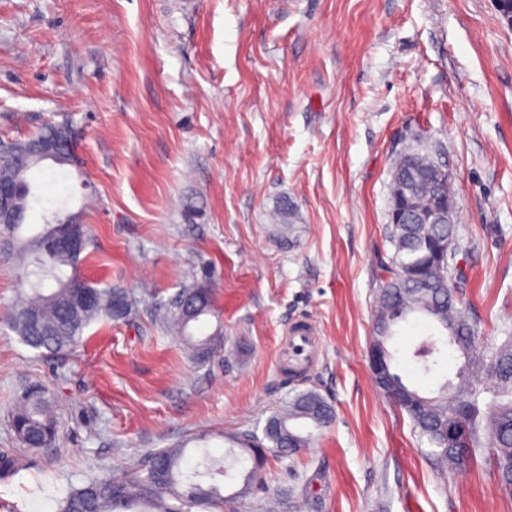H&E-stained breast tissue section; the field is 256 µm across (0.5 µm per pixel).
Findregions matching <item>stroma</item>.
Segmentation results:
<instances>
[{
  "mask_svg": "<svg viewBox=\"0 0 512 512\" xmlns=\"http://www.w3.org/2000/svg\"><path fill=\"white\" fill-rule=\"evenodd\" d=\"M79 132L77 160L47 161L23 228L76 216L91 237L80 270L137 301L96 321L73 352L23 345L6 325L18 284L0 262V453L23 469L0 482V512H57L87 478L127 474L162 448L186 465L223 457L226 434L261 431L288 394L336 410L302 452L269 460L265 492L232 494L243 466L202 477L224 512H285L282 490L322 471L324 512H512L484 460L439 472L369 363L393 163L429 152L452 175L468 275L460 308L485 350L512 336V27L495 0H0V138L47 121ZM292 224L273 221L281 201ZM210 269L224 343L199 362L154 305ZM313 320L307 373L281 363L288 326ZM423 318L390 344L404 380ZM39 384L58 418L54 448L20 447L9 419Z\"/></svg>",
  "mask_w": 512,
  "mask_h": 512,
  "instance_id": "obj_1",
  "label": "stroma"
}]
</instances>
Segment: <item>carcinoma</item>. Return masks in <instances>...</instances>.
Listing matches in <instances>:
<instances>
[{
	"label": "carcinoma",
	"instance_id": "obj_1",
	"mask_svg": "<svg viewBox=\"0 0 512 512\" xmlns=\"http://www.w3.org/2000/svg\"><path fill=\"white\" fill-rule=\"evenodd\" d=\"M57 138V127L44 124L26 140L10 142V150L0 156V183L15 186L18 203L29 205V172L39 162L34 144ZM434 158L428 152L410 151L395 162L391 196L404 189L407 172L429 178L414 194L412 202L422 208L435 197L453 196L448 181L433 176ZM21 225L0 230L4 247L0 256L16 263L17 276L25 288L12 305L8 327L27 346L60 354L78 344L85 329L98 320L130 319L133 300L122 288L99 289L79 273L84 256L55 253L48 249L54 225L48 224L35 236L24 238ZM394 254L383 265L385 276L377 290V316L370 349L378 373L379 389L404 411L412 422L422 452L442 469H457L485 457L497 471L502 488L512 490V336L490 350H476V330L458 308V289L467 282L464 270L449 260L439 263L430 254L431 243L446 236L457 239L454 224H416L406 215L400 223L386 225ZM204 280L182 288L164 306L163 324L205 359L221 346L223 328L202 339L194 338L190 327L213 314L212 293ZM413 314L432 319L447 332L448 345L464 358L455 379L442 384L437 394L426 396L406 384L391 366L387 342L399 322ZM435 344L425 339L413 352L426 371L436 365ZM491 401L481 405L483 394ZM335 421L331 404L316 390L296 392L266 419L270 430L258 435L239 432L228 436L237 446L227 456H248L253 466L244 477L236 498L251 495L261 484V471L268 457L294 454L310 446L314 432ZM11 431L23 448H33L57 439V418L44 393L25 391L10 421ZM186 449L166 448L150 455L147 467L122 478H91L73 487L59 502V512H191L202 507L215 512L226 501L218 487L203 488L198 478L224 474L226 459L204 460V470H183ZM323 475L308 476L298 490L288 492L289 508L320 512Z\"/></svg>",
	"mask_w": 512,
	"mask_h": 512
}]
</instances>
